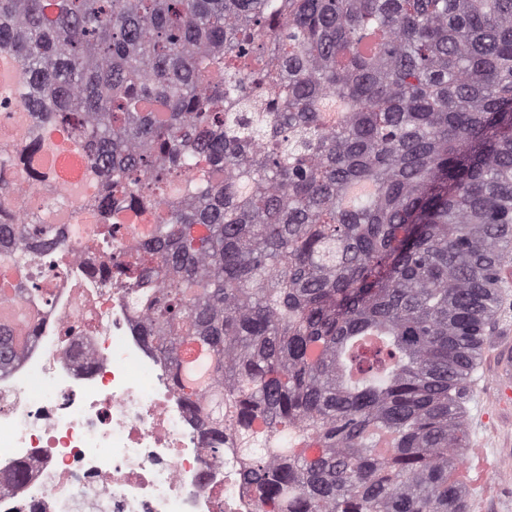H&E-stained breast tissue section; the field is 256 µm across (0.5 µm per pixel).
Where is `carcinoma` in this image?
<instances>
[{
	"label": "carcinoma",
	"mask_w": 512,
	"mask_h": 512,
	"mask_svg": "<svg viewBox=\"0 0 512 512\" xmlns=\"http://www.w3.org/2000/svg\"><path fill=\"white\" fill-rule=\"evenodd\" d=\"M4 51L0 113L29 125L0 195L51 181L48 130L98 192L1 214L0 267L51 266L45 215L84 204L253 512H468V378L512 263V0H0ZM18 293L31 342L49 296ZM185 361L191 381L195 385L203 386L207 379V352L197 343H188L185 347Z\"/></svg>",
	"instance_id": "carcinoma-1"
}]
</instances>
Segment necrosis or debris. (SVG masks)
Returning a JSON list of instances; mask_svg holds the SVG:
<instances>
[{"instance_id":"4bbe7bcc","label":"necrosis or debris","mask_w":512,"mask_h":512,"mask_svg":"<svg viewBox=\"0 0 512 512\" xmlns=\"http://www.w3.org/2000/svg\"><path fill=\"white\" fill-rule=\"evenodd\" d=\"M67 242L41 274L34 342L0 369V512H250L232 456L215 455L143 314L104 274L110 253Z\"/></svg>"}]
</instances>
